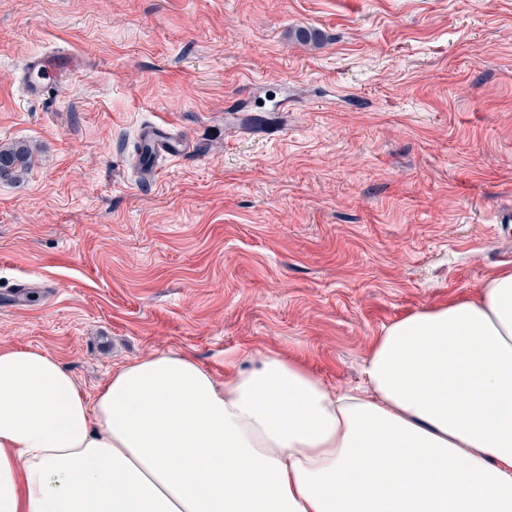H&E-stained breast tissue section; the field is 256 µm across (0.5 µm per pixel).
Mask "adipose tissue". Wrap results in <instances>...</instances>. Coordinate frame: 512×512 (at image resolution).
Wrapping results in <instances>:
<instances>
[{"label":"adipose tissue","mask_w":512,"mask_h":512,"mask_svg":"<svg viewBox=\"0 0 512 512\" xmlns=\"http://www.w3.org/2000/svg\"><path fill=\"white\" fill-rule=\"evenodd\" d=\"M243 356L156 353L90 396L0 347V512H512V269L386 326L358 393Z\"/></svg>","instance_id":"adipose-tissue-1"}]
</instances>
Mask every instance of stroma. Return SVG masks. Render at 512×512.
<instances>
[{
  "label": "stroma",
  "mask_w": 512,
  "mask_h": 512,
  "mask_svg": "<svg viewBox=\"0 0 512 512\" xmlns=\"http://www.w3.org/2000/svg\"><path fill=\"white\" fill-rule=\"evenodd\" d=\"M52 51L85 69L25 98ZM147 121L190 151L141 182ZM18 142L0 346L89 394L157 352L220 377L264 349L354 389L384 326L512 268V0H0Z\"/></svg>",
  "instance_id": "35a3bbf8"
}]
</instances>
